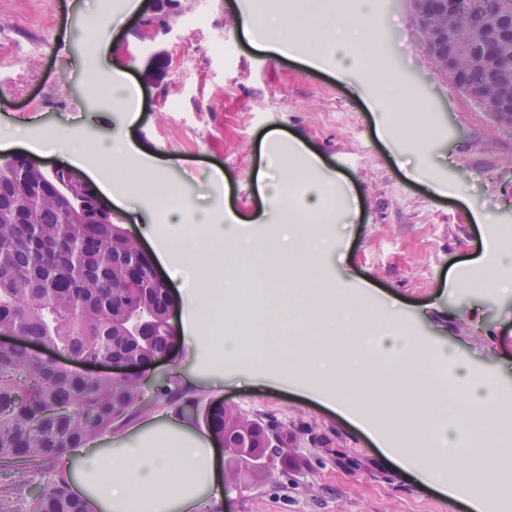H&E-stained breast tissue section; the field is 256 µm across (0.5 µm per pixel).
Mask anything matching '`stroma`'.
Returning <instances> with one entry per match:
<instances>
[{"label": "stroma", "instance_id": "35a3bbf8", "mask_svg": "<svg viewBox=\"0 0 512 512\" xmlns=\"http://www.w3.org/2000/svg\"><path fill=\"white\" fill-rule=\"evenodd\" d=\"M96 0H0V127L29 132L63 127L93 144L97 125L117 123L112 110L82 86L87 40L82 12ZM238 0H180L168 29L141 37L135 17L112 31L104 64L126 66L143 107L127 130L140 154L180 160L169 183L202 205L232 206L257 244L274 233L251 223L266 205L257 171L262 150L287 152L299 139L344 178L359 202L358 217L337 199L334 262L318 271L330 286L365 285L384 314L399 313L421 346L456 349L473 375L512 395V296L462 295L449 287L467 261L492 247L493 224L512 226V128L439 75L424 46L411 0H375L372 23L392 40L373 48L374 67L350 79L336 59L318 66L299 56L272 59L243 34ZM418 86L428 157L418 158L403 132L381 137L371 100L387 76ZM416 169L408 179L406 168ZM222 169L223 184L213 173ZM438 180L441 193L427 183ZM493 224L475 220L476 212ZM178 372L187 394L221 401L288 436V456L272 476L250 486L225 485L213 512H470L387 455L375 433L332 404L296 390L251 361L223 373L204 365L197 341H177L173 360L146 372L148 383Z\"/></svg>", "mask_w": 512, "mask_h": 512}]
</instances>
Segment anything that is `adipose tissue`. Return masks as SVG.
Wrapping results in <instances>:
<instances>
[{
	"label": "adipose tissue",
	"mask_w": 512,
	"mask_h": 512,
	"mask_svg": "<svg viewBox=\"0 0 512 512\" xmlns=\"http://www.w3.org/2000/svg\"><path fill=\"white\" fill-rule=\"evenodd\" d=\"M374 6L375 0H345L331 12L326 0H311L304 11L272 15L267 13L264 0H247L239 21L246 32L255 34L256 48L273 58L287 55L311 36L330 41L337 73L345 79L363 63L362 48L374 41L370 21ZM84 24L93 34L84 60L87 94L97 97L107 89L124 96L127 103L120 112L126 123H135L140 108L137 86L129 81L127 70L109 68L99 61L111 42V19L92 14ZM95 148L116 178L126 184L125 189H115L99 169L90 170L98 190L110 194L113 202L122 203L131 185L144 186L163 198L169 196L168 186L156 180V165L144 161L134 168L125 166L124 159L135 146L122 133L106 132ZM289 166L288 156H278L271 168L259 170L257 180L269 210L279 211L287 223L267 250L278 264L291 267L294 277L302 280L313 276L335 253L329 233L336 221L335 197L343 185L335 176L322 172L318 156H308L303 175L306 199L300 211H293L285 178ZM164 218L171 234L157 257L172 279L193 283L192 288L181 292L180 333L199 337L200 349L211 367L223 369L225 360L241 351L236 337L224 330V319L240 295L239 289L225 286L224 268L230 261L241 262L248 272L254 266L251 246L240 238L241 219L231 210L217 213L197 209L188 197L167 210ZM506 281L512 282V252L504 249L486 251L471 260L464 276L454 278L451 285L472 294L493 296ZM320 298L326 319L340 336L350 337L352 331H363L377 321L384 324L375 343L388 369L403 377L408 395L396 412L402 420L418 424L411 437L384 436L387 451L439 488L449 502L464 500L472 512H487L492 493L474 479L487 457L466 454L465 449L472 433L488 435L498 430L494 414L497 386L473 377L467 363L453 350L423 349L407 323L396 316L382 320L362 296L332 288ZM444 363L455 367L454 384H447L436 374ZM289 381L360 419L368 417L370 378L367 371L353 366L351 354L318 350L291 358ZM427 389L453 390L451 419L421 426V410L411 397ZM65 471L89 512H199L210 498L222 497L224 492L215 439L171 418L146 426L114 447L74 449L66 459Z\"/></svg>",
	"instance_id": "adipose-tissue-1"
}]
</instances>
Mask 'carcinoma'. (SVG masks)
Instances as JSON below:
<instances>
[{
    "instance_id": "1",
    "label": "carcinoma",
    "mask_w": 512,
    "mask_h": 512,
    "mask_svg": "<svg viewBox=\"0 0 512 512\" xmlns=\"http://www.w3.org/2000/svg\"><path fill=\"white\" fill-rule=\"evenodd\" d=\"M179 0H156L161 26L177 14ZM415 17L461 12L453 43L419 26L436 71L448 77L503 126L512 120L498 111L497 72L512 69V26L501 0H413ZM497 53L491 68L458 81L442 68L448 46L460 65L488 42ZM121 222L101 215L97 224H76L73 204L44 193L41 178L13 160L0 159V333L16 336L0 349V471L39 467L47 482L17 500L15 489L0 487V512H87L70 490L60 463L83 448L159 407H195L220 443L236 480L264 475L263 460L277 449L288 453V436L272 434L259 421L224 411V403L202 405L188 397L169 372L156 386L136 376L114 379L112 372L81 373L58 366V351L83 365L127 361L148 364L168 359L175 348L168 324L169 288L144 265L137 251L118 241ZM137 267L141 288L124 287L122 273ZM139 307L153 312L146 336H134L131 317ZM39 345L42 352L33 353Z\"/></svg>"
}]
</instances>
